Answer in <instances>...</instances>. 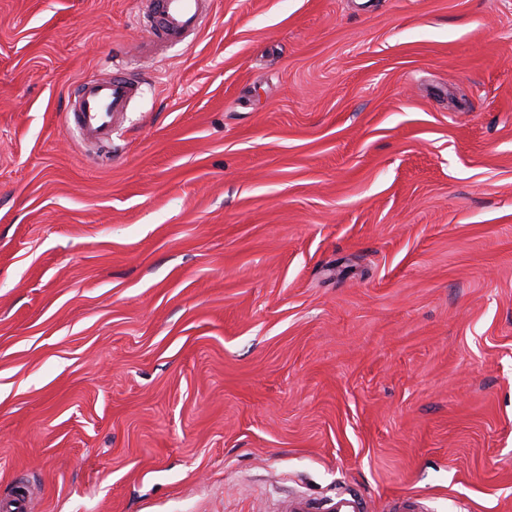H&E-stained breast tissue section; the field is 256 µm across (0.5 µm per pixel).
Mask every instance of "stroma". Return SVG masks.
Returning a JSON list of instances; mask_svg holds the SVG:
<instances>
[{
  "label": "stroma",
  "instance_id": "35a3bbf8",
  "mask_svg": "<svg viewBox=\"0 0 512 512\" xmlns=\"http://www.w3.org/2000/svg\"><path fill=\"white\" fill-rule=\"evenodd\" d=\"M136 13L0 0V501L512 512V0ZM147 22L149 31L146 50L154 45L182 44L190 35L197 36L210 8L209 0H147ZM139 90L138 84L123 70L83 82L63 124L92 144L112 145V135L121 126L125 112Z\"/></svg>",
  "mask_w": 512,
  "mask_h": 512
}]
</instances>
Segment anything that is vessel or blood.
<instances>
[{
	"label": "vessel or blood",
	"instance_id": "1",
	"mask_svg": "<svg viewBox=\"0 0 512 512\" xmlns=\"http://www.w3.org/2000/svg\"><path fill=\"white\" fill-rule=\"evenodd\" d=\"M149 45L184 43L199 34L210 8L209 0H146ZM138 84L123 70L81 84L63 124L92 144L108 145L120 127Z\"/></svg>",
	"mask_w": 512,
	"mask_h": 512
}]
</instances>
